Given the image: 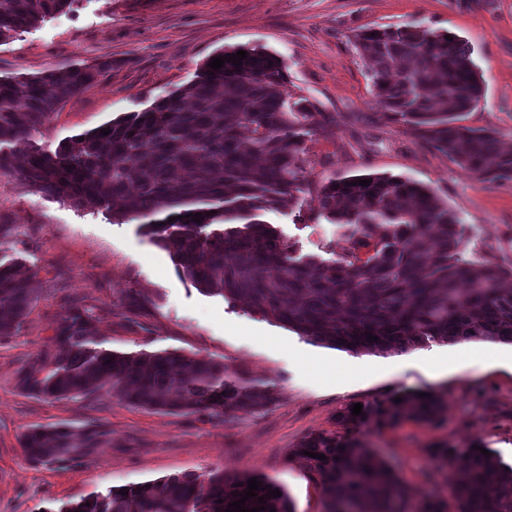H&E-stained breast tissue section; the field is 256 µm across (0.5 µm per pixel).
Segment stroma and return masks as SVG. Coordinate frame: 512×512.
<instances>
[{"mask_svg": "<svg viewBox=\"0 0 512 512\" xmlns=\"http://www.w3.org/2000/svg\"><path fill=\"white\" fill-rule=\"evenodd\" d=\"M389 24L468 42L485 95L466 123L497 131L512 148V0H74L0 45V75L111 58V70L61 104L36 134L52 151L188 83L216 51L265 47L287 67L289 99L307 97L329 119L305 142L311 188L363 173L424 183L463 222L465 257L512 265V183H480L405 125L381 120L369 67L350 37ZM263 219L300 257L331 261L350 246L339 225L306 210L286 206ZM0 222L18 228L20 243L5 257L29 271L35 296L19 335L0 344V512H46L91 491L215 469L265 475L288 493L295 512H326L319 476L294 455L318 434L360 440L410 488L411 505L430 499L447 512L458 510L456 473L439 466L432 449L476 439L512 464V345L432 343L387 356L313 345L274 319L201 293L138 223L115 222L92 202L74 207L44 197L10 174L0 176ZM130 294L145 300L135 319ZM66 297L92 307L106 349L212 358L270 386L273 402L208 419L132 407L104 391L61 400L22 392L18 374L38 368ZM486 357L493 366L476 373L477 359ZM431 361L449 363L448 375L432 378ZM397 391L434 392L445 407L432 422H341L353 404ZM48 424L67 425L77 437L100 424L106 434L83 464L27 462L22 435Z\"/></svg>", "mask_w": 512, "mask_h": 512, "instance_id": "stroma-1", "label": "stroma"}]
</instances>
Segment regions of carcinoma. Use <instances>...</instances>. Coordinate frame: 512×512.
Returning a JSON list of instances; mask_svg holds the SVG:
<instances>
[{
    "label": "carcinoma",
    "instance_id": "carcinoma-1",
    "mask_svg": "<svg viewBox=\"0 0 512 512\" xmlns=\"http://www.w3.org/2000/svg\"><path fill=\"white\" fill-rule=\"evenodd\" d=\"M73 2L0 0V43ZM352 44L370 63L386 120L406 125L481 183L512 182V153L500 149L497 133L463 124L484 96L468 42L388 25L354 33ZM111 69L112 59L102 57L63 71L1 76L0 174L48 198L74 206L92 199L118 219L140 222L201 292L241 300L313 344L382 356L431 343L512 345V267L465 258V228L432 188L368 173L332 179L310 200L299 196L306 138L329 119L305 98L288 101V74L277 54L248 48L242 65L226 62L214 71L206 61L193 80L140 112L68 137L53 152L37 145L34 133L52 112ZM287 201L345 228L348 251L330 262L294 256L259 219ZM11 236L12 225L0 224V341L18 335L33 303L30 277L2 256ZM92 319V309L66 302L53 328L55 349L40 367L20 372L17 387L57 400L89 398L106 387L132 406L207 417L250 414L274 399L264 384L212 358L109 350L93 335ZM369 334L376 340L367 341ZM441 403L434 393L396 392L344 419L431 422ZM102 436L88 429L73 442L66 426H39L23 434L21 449L33 464H79ZM295 454L320 476L328 512H409L407 487L358 440L319 434ZM433 457L460 475L459 512H512V465L495 453L487 457L470 445L436 448ZM254 477L219 470L170 475L93 491L51 512H225ZM255 478L263 489L246 509L263 496L267 509L295 512L286 492L268 495L280 486Z\"/></svg>",
    "mask_w": 512,
    "mask_h": 512
}]
</instances>
